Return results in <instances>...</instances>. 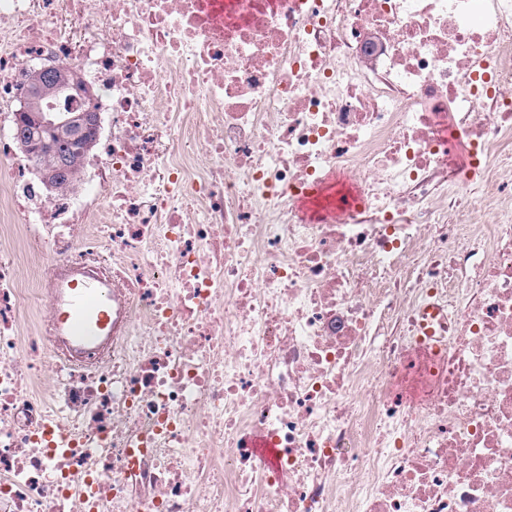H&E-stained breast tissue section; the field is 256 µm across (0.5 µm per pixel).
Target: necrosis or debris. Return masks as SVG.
<instances>
[{"label": "necrosis or debris", "mask_w": 512, "mask_h": 512, "mask_svg": "<svg viewBox=\"0 0 512 512\" xmlns=\"http://www.w3.org/2000/svg\"><path fill=\"white\" fill-rule=\"evenodd\" d=\"M35 57L112 137L79 208L0 156V512H512V0H0ZM336 181V176H331L325 183L310 188L300 196L298 209L300 216L308 222H317L328 214L325 206H320L326 191ZM108 307L107 296L97 288H85L72 302L70 317L66 323L71 336L86 344L97 339V328Z\"/></svg>", "instance_id": "obj_1"}]
</instances>
